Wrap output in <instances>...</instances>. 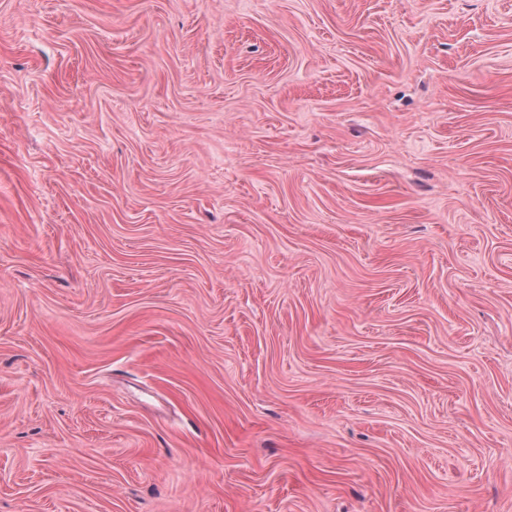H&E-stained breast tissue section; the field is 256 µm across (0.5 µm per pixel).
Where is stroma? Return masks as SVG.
<instances>
[{"instance_id": "35a3bbf8", "label": "stroma", "mask_w": 512, "mask_h": 512, "mask_svg": "<svg viewBox=\"0 0 512 512\" xmlns=\"http://www.w3.org/2000/svg\"><path fill=\"white\" fill-rule=\"evenodd\" d=\"M0 512H512V0H0Z\"/></svg>"}]
</instances>
